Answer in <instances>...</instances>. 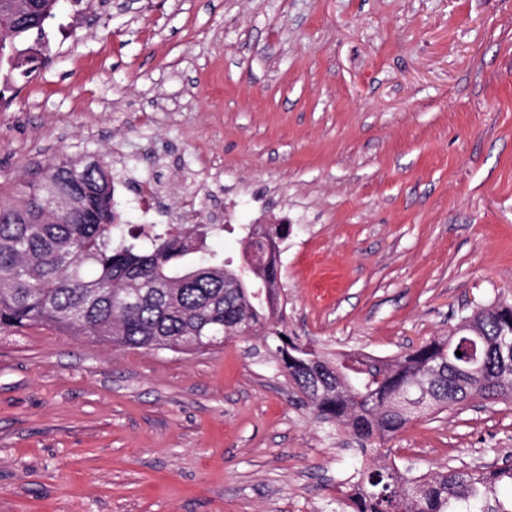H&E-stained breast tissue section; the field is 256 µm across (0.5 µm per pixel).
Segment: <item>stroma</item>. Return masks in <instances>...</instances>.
I'll list each match as a JSON object with an SVG mask.
<instances>
[{"instance_id":"stroma-1","label":"stroma","mask_w":512,"mask_h":512,"mask_svg":"<svg viewBox=\"0 0 512 512\" xmlns=\"http://www.w3.org/2000/svg\"><path fill=\"white\" fill-rule=\"evenodd\" d=\"M64 0L0 76V185L63 156L147 170L170 223L288 216L289 335L394 357L512 304V0ZM255 339L196 352L0 332V512H330L361 462ZM369 455L421 475L512 458V403L410 422Z\"/></svg>"}]
</instances>
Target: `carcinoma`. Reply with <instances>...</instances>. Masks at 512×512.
Instances as JSON below:
<instances>
[{
  "mask_svg": "<svg viewBox=\"0 0 512 512\" xmlns=\"http://www.w3.org/2000/svg\"><path fill=\"white\" fill-rule=\"evenodd\" d=\"M60 0H32L28 19L0 0V69L13 72L34 56L15 39L37 33ZM112 164L99 155L57 158L11 188L0 203V330L47 326L114 347L197 351L244 329L258 338L315 418L334 423L367 449L414 419L471 399L512 402V305L462 317L456 336H439L395 357H329L288 335L279 289V243L243 228L240 262L205 247L217 224L119 222ZM78 206L60 216L54 201ZM270 253L260 271L251 250ZM250 267L247 276L239 268ZM461 355H456V352ZM368 459L352 474L336 512H512V464L489 470L444 466L432 476Z\"/></svg>",
  "mask_w": 512,
  "mask_h": 512,
  "instance_id": "1",
  "label": "carcinoma"
}]
</instances>
